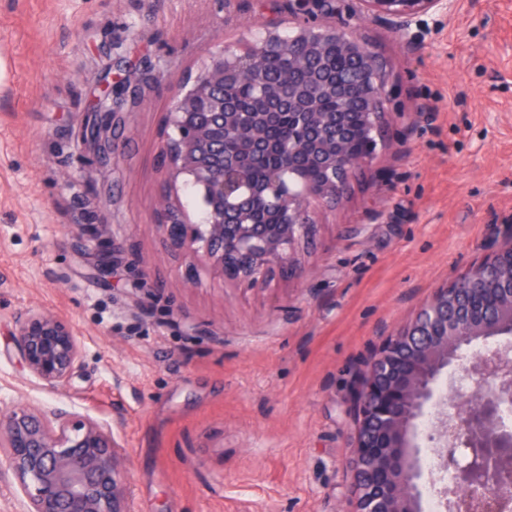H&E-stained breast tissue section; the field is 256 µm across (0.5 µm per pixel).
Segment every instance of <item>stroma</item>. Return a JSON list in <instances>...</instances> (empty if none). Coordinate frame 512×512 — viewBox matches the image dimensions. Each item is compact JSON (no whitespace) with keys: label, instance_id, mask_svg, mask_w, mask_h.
<instances>
[{"label":"stroma","instance_id":"1","mask_svg":"<svg viewBox=\"0 0 512 512\" xmlns=\"http://www.w3.org/2000/svg\"><path fill=\"white\" fill-rule=\"evenodd\" d=\"M267 5L0 0V415L28 402L107 421L132 512H341L364 361L512 236V0H453L405 35L353 20L395 124L322 208L298 273L185 287L155 222L162 114L208 52L254 41ZM124 77L140 101L100 159L82 129ZM31 307L78 332L67 391L19 361Z\"/></svg>","mask_w":512,"mask_h":512}]
</instances>
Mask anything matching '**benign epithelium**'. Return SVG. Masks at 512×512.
<instances>
[{
  "label": "benign epithelium",
  "mask_w": 512,
  "mask_h": 512,
  "mask_svg": "<svg viewBox=\"0 0 512 512\" xmlns=\"http://www.w3.org/2000/svg\"><path fill=\"white\" fill-rule=\"evenodd\" d=\"M339 0H288L290 13L304 15L289 39L281 22H263L260 47L225 45L209 54L177 84L169 98L157 162L163 174L156 220L185 264L184 285L203 275L247 289L269 284L275 271L293 273L298 245L317 227V206L341 200L358 171L375 158L393 123L384 110L385 68L378 55L347 24ZM360 19L406 32L424 18L451 8L452 0H357ZM293 51L292 64L315 59L325 69L337 52L359 61L363 79L334 84L315 78L292 90L288 105L274 85L261 89L259 108L245 112L224 99V86L255 74L260 52ZM340 108L357 103L366 126L362 152L351 150L352 130L344 112H325L323 101ZM288 109V143L265 130ZM84 139L96 155L108 154L109 128L121 125L107 107ZM320 173L317 189L302 176L300 159ZM294 175L286 182L282 174ZM201 194L204 219L183 208L180 185ZM512 266V241L464 274L435 289L414 317L388 336L365 362L355 388L356 432L349 512H421L415 466L418 427L436 415V441L448 463L452 435L470 456L461 466L466 498L452 494L459 512H512V471L507 455L512 432L495 428L499 407L512 402V355L495 349L472 367L486 391L476 392L467 413L448 425L447 396L438 381L473 341L512 335V302L494 306L482 291L503 267ZM31 377L51 390L68 388L82 367V350L69 320L42 308L16 317L11 332ZM0 457L11 474L23 512H131L128 471L109 424L88 414L19 403L0 417Z\"/></svg>",
  "instance_id": "obj_1"
}]
</instances>
